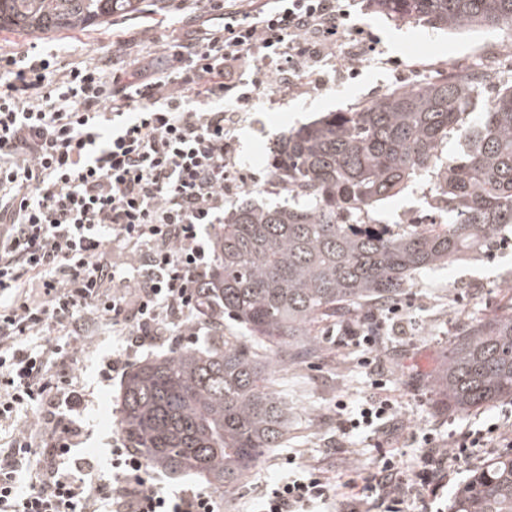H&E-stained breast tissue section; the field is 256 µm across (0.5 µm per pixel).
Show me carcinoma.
Masks as SVG:
<instances>
[{
  "label": "carcinoma",
  "instance_id": "carcinoma-1",
  "mask_svg": "<svg viewBox=\"0 0 512 512\" xmlns=\"http://www.w3.org/2000/svg\"><path fill=\"white\" fill-rule=\"evenodd\" d=\"M400 22L435 30L512 27V0H367ZM141 0H0V31L81 33ZM485 112L465 126L484 87ZM461 150L442 158L448 138ZM436 172L446 224L397 230L361 224L357 212ZM271 177L288 203L245 201L216 235V263L198 288L211 319L229 317L249 339L215 332L204 348H179L128 373L118 423L128 446L172 474H199L214 494L242 482L288 433V403L270 389L314 345L330 318H356L399 299L413 276L488 248L512 230V82L481 73L395 89L355 110L329 112L284 134ZM274 357L262 358L258 351ZM433 391L464 412L512 399V305L465 324ZM450 512H512V452L473 471Z\"/></svg>",
  "mask_w": 512,
  "mask_h": 512
}]
</instances>
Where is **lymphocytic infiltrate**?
Wrapping results in <instances>:
<instances>
[{
    "label": "lymphocytic infiltrate",
    "instance_id": "1",
    "mask_svg": "<svg viewBox=\"0 0 512 512\" xmlns=\"http://www.w3.org/2000/svg\"><path fill=\"white\" fill-rule=\"evenodd\" d=\"M196 38L149 26L151 56L66 59L35 43L0 49V512H221L208 493L169 494L143 458L116 439L110 479L85 481L76 459L81 401L64 368L92 329L111 327L125 349L104 359L102 380L161 336L193 337L200 284L215 260L213 231L240 182L228 133L266 68L302 73L348 13L341 0H192ZM263 68L245 79L247 64ZM61 366L52 374V366ZM35 405L50 428L35 437L19 415ZM455 436L420 464L381 455L375 470L333 487L293 462L259 492L260 512H443L453 462L486 447ZM39 467H32V459Z\"/></svg>",
    "mask_w": 512,
    "mask_h": 512
}]
</instances>
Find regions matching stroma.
<instances>
[{
  "label": "stroma",
  "mask_w": 512,
  "mask_h": 512,
  "mask_svg": "<svg viewBox=\"0 0 512 512\" xmlns=\"http://www.w3.org/2000/svg\"><path fill=\"white\" fill-rule=\"evenodd\" d=\"M350 16L332 51L311 64V79L295 80L288 92L265 88L245 108L233 133L235 161L244 182L224 204L225 211L245 200L275 206L284 195L269 182L270 163L279 138L325 112L350 110L358 102L375 100L396 88H408L447 76L472 63L502 76L512 75V29L447 34L421 25L402 24L367 7L365 0H346ZM176 20L181 37L193 36L197 23L191 9L176 10L166 0H142L140 12L116 15L103 27L83 33L37 37L40 45L62 48L70 58L102 54L113 43L141 31L151 19ZM429 179L420 178L398 195L364 214L371 224L429 223L433 214L426 199ZM512 283V240L461 257L451 265L419 271L396 313L404 330L384 329L377 348L365 351L343 336L342 325H324L316 336V357L286 365L272 377L271 388L285 397L290 412L288 434L279 447L268 449L237 488L218 495L224 512H252L261 487L285 474V457L296 455L314 465L325 455L335 464L330 481L372 470L381 454L401 453L419 460L424 434L447 444L463 431L486 430L512 420V402L503 400L464 413L435 407L432 384L448 351V342L471 319L488 314L505 301ZM117 342L108 328L95 330L93 342L75 350L68 370L87 396L81 421L84 448L102 463L96 475L110 477L107 440L119 433L116 418H104L114 407L122 377L105 382L100 362ZM368 399H388L397 408L394 425L376 435L342 433L335 406L345 401L354 415Z\"/></svg>",
  "instance_id": "35a3bbf8"
}]
</instances>
